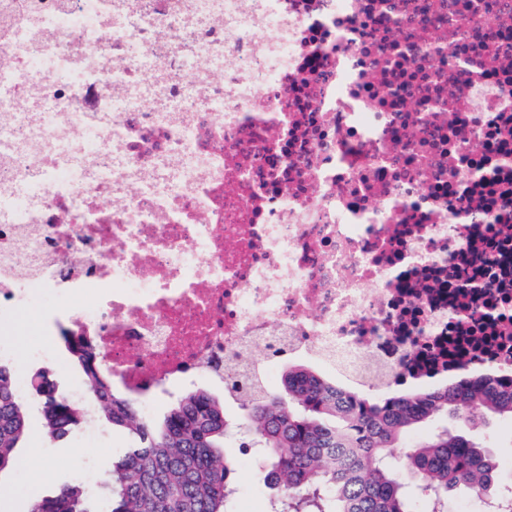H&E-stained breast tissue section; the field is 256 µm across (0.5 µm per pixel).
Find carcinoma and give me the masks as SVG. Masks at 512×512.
I'll return each instance as SVG.
<instances>
[{
    "label": "carcinoma",
    "mask_w": 512,
    "mask_h": 512,
    "mask_svg": "<svg viewBox=\"0 0 512 512\" xmlns=\"http://www.w3.org/2000/svg\"><path fill=\"white\" fill-rule=\"evenodd\" d=\"M62 340L81 367L100 416L134 442L107 475L110 512H229L235 460L227 448H259L266 483L281 512H416L412 490L443 512L448 495L490 492L495 472L486 446L437 422L448 416L465 426L488 415L512 419V378H463L434 394L372 400L339 394L312 369L289 367L284 390L272 393L254 380L231 379L240 391L242 420L224 415L212 395L182 396L160 422L144 418L137 403L112 392L96 355L72 332ZM33 391L56 442L84 416L58 390L55 376L38 372ZM432 430L407 446L408 433ZM26 409L10 370L0 365V471L14 463L26 435ZM407 447L400 470L387 464L392 449ZM32 512H93L83 488L66 486L37 501Z\"/></svg>",
    "instance_id": "cac0c4a2"
}]
</instances>
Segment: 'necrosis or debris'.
<instances>
[{"label": "necrosis or debris", "instance_id": "1", "mask_svg": "<svg viewBox=\"0 0 512 512\" xmlns=\"http://www.w3.org/2000/svg\"><path fill=\"white\" fill-rule=\"evenodd\" d=\"M512 0H0V332L150 408L247 361L512 377Z\"/></svg>", "mask_w": 512, "mask_h": 512}]
</instances>
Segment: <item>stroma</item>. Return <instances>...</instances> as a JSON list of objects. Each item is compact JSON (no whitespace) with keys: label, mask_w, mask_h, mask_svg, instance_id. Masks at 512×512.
Masks as SVG:
<instances>
[{"label":"stroma","mask_w":512,"mask_h":512,"mask_svg":"<svg viewBox=\"0 0 512 512\" xmlns=\"http://www.w3.org/2000/svg\"><path fill=\"white\" fill-rule=\"evenodd\" d=\"M53 313L35 310L22 325L21 333L8 337L9 348L0 353V365L8 367L21 401L27 408L28 435L16 450L17 456H31L34 464L20 471H0V489L15 488L18 495L44 498L67 485H82L94 512H108L110 502L104 488L105 479L114 462L126 453L132 442L124 430L111 427L98 414L88 415L85 422L60 442L48 441L43 434V416L30 385L39 371L50 370L64 395L84 389L85 376L65 349L60 337L51 335ZM472 438L492 446L495 454H512V420L497 415L487 416L468 428ZM49 470L48 480H40L42 470ZM237 494L235 512H265L271 494L264 484V470L250 464L249 456L239 458L234 475Z\"/></svg>","instance_id":"obj_1"}]
</instances>
